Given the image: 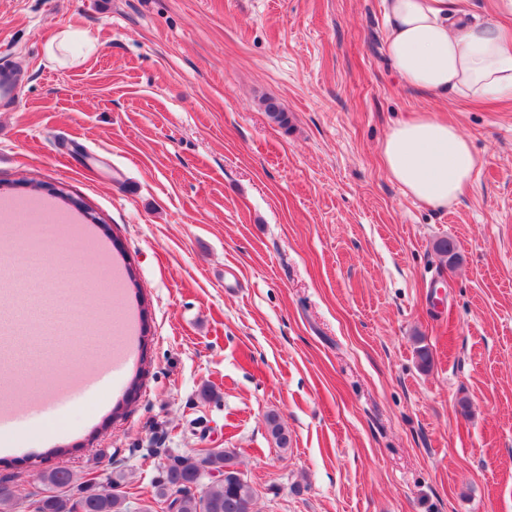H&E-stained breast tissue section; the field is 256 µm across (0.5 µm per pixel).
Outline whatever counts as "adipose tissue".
<instances>
[{
    "label": "adipose tissue",
    "mask_w": 512,
    "mask_h": 512,
    "mask_svg": "<svg viewBox=\"0 0 512 512\" xmlns=\"http://www.w3.org/2000/svg\"><path fill=\"white\" fill-rule=\"evenodd\" d=\"M386 53L398 79L462 100L512 101V0H382ZM388 175L436 208L465 191L476 159L458 127L426 112L392 127L382 145Z\"/></svg>",
    "instance_id": "1"
}]
</instances>
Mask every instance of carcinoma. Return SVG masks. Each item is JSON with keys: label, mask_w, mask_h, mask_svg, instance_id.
Masks as SVG:
<instances>
[{"label": "carcinoma", "mask_w": 512, "mask_h": 512, "mask_svg": "<svg viewBox=\"0 0 512 512\" xmlns=\"http://www.w3.org/2000/svg\"><path fill=\"white\" fill-rule=\"evenodd\" d=\"M268 433L277 446L288 449V432L275 413L265 417ZM239 469L238 453L231 448L210 449L197 455L167 456L160 464L152 501L140 505L138 512H155L154 505L169 499L178 502V512H252L256 489L247 476L226 473L224 480L197 484L198 474L225 473ZM123 475L86 479L69 469L58 468L39 477V490L18 499L6 484H0V512H130L126 492L120 489Z\"/></svg>", "instance_id": "carcinoma-1"}]
</instances>
